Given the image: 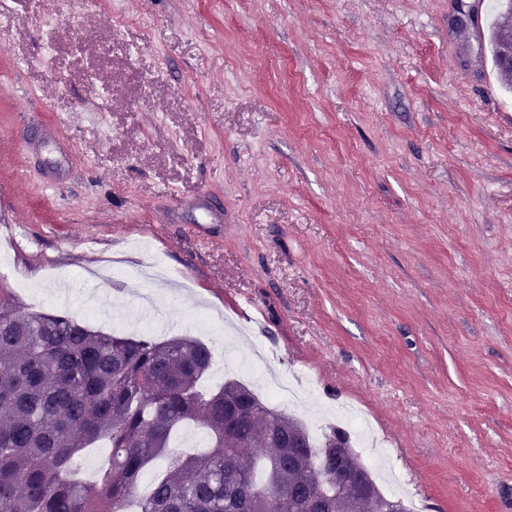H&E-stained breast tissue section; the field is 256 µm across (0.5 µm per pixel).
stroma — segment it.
I'll return each mask as SVG.
<instances>
[{
	"mask_svg": "<svg viewBox=\"0 0 512 512\" xmlns=\"http://www.w3.org/2000/svg\"><path fill=\"white\" fill-rule=\"evenodd\" d=\"M451 0H0V288L219 308L358 405L425 512H512V94ZM40 140L24 154L23 139Z\"/></svg>",
	"mask_w": 512,
	"mask_h": 512,
	"instance_id": "1",
	"label": "stroma"
}]
</instances>
